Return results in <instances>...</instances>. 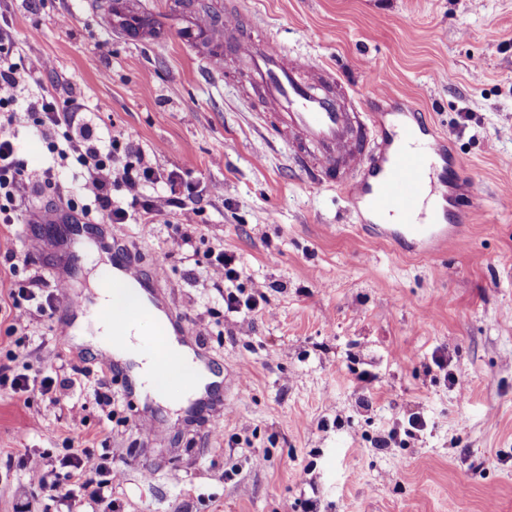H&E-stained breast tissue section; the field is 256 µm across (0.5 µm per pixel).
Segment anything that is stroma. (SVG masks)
<instances>
[{
    "label": "stroma",
    "instance_id": "1",
    "mask_svg": "<svg viewBox=\"0 0 512 512\" xmlns=\"http://www.w3.org/2000/svg\"><path fill=\"white\" fill-rule=\"evenodd\" d=\"M139 2L162 15L163 40L114 34L106 0H0V19L21 54L53 62L28 91L80 95L96 134L138 144L160 173L190 166L204 209L182 254L164 252L176 207L148 234L102 231L161 269L159 297L197 324L223 402L192 414L153 404L72 343L57 285L83 293L91 259L51 217L77 200L85 170L20 113L28 171L18 223L0 224V307L12 289H39L25 330L9 334L0 316V368L30 364L56 385L0 384V512H512V0H205L335 70L355 96L388 93L447 144L444 222L460 237L434 253L369 236L362 204L309 183L248 87L182 39L191 0ZM33 236L43 247L30 254ZM218 250L239 260L238 287L266 283L268 315L226 312L224 284L205 274ZM48 293L50 322L36 310ZM415 414L423 431L379 447ZM73 438L86 469L122 471L110 497L62 502L29 483L23 458L57 465Z\"/></svg>",
    "mask_w": 512,
    "mask_h": 512
}]
</instances>
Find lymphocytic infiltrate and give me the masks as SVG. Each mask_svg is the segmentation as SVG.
<instances>
[{
  "mask_svg": "<svg viewBox=\"0 0 512 512\" xmlns=\"http://www.w3.org/2000/svg\"><path fill=\"white\" fill-rule=\"evenodd\" d=\"M51 66L50 60H31L20 55L9 26H0V223H15L17 210L14 190L27 170L25 160L7 132L14 119L12 108L18 105L24 111L39 114L43 137L51 139L56 133H63L64 146L58 154L63 158L77 155L84 164L87 173L79 185V194L93 202L108 223L126 224L136 220L143 229L148 230L152 228L156 216L169 208H179L183 212L184 222L171 225L165 239V249L170 254L184 250L190 242L184 227L202 211L203 195L190 193L179 198L162 192L147 193V186L160 179L176 182L178 172L160 176L133 143L123 144L116 139L107 141L93 135L85 115V106L77 96H70L67 107L63 108L50 93L23 95V85L37 80L39 74ZM83 455V449L69 447L60 461L61 467L69 469L71 475L77 478V486L73 489L51 479L41 458L28 457L24 467L30 482L50 492L52 497L61 500H69L77 495L99 497L111 482L120 480L121 474L115 471L105 478L100 473L85 471Z\"/></svg>",
  "mask_w": 512,
  "mask_h": 512,
  "instance_id": "lymphocytic-infiltrate-1",
  "label": "lymphocytic infiltrate"
}]
</instances>
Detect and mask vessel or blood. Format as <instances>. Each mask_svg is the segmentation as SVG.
Wrapping results in <instances>:
<instances>
[{"label": "vessel or blood", "mask_w": 512, "mask_h": 512, "mask_svg": "<svg viewBox=\"0 0 512 512\" xmlns=\"http://www.w3.org/2000/svg\"><path fill=\"white\" fill-rule=\"evenodd\" d=\"M144 11L128 0H114L112 30L122 36L151 38ZM240 59L266 124L285 134L289 157L312 182L326 189L357 192L378 214L393 216L377 233L408 242L447 238L439 224H419L415 217L430 200L447 199V185L437 163L444 145L426 138L412 111L398 108L381 121L377 98L351 99L337 73L299 57H288L266 31L234 16L224 21V56ZM113 278L142 282L146 272L120 243L108 244Z\"/></svg>", "instance_id": "1"}]
</instances>
